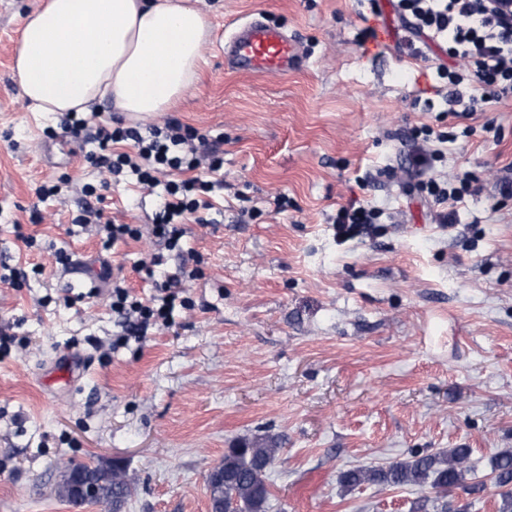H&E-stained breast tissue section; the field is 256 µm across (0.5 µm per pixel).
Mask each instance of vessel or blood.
I'll return each instance as SVG.
<instances>
[{"instance_id": "b4317fda", "label": "vessel or blood", "mask_w": 512, "mask_h": 512, "mask_svg": "<svg viewBox=\"0 0 512 512\" xmlns=\"http://www.w3.org/2000/svg\"><path fill=\"white\" fill-rule=\"evenodd\" d=\"M304 60L302 44L260 16L231 23L224 36V64L242 74L285 78Z\"/></svg>"}]
</instances>
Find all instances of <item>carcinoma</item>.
Returning <instances> with one entry per match:
<instances>
[{
    "instance_id": "obj_1",
    "label": "carcinoma",
    "mask_w": 512,
    "mask_h": 512,
    "mask_svg": "<svg viewBox=\"0 0 512 512\" xmlns=\"http://www.w3.org/2000/svg\"><path fill=\"white\" fill-rule=\"evenodd\" d=\"M280 449L257 442L245 443L224 452L219 473L207 478V492L211 512H266L270 496L269 470ZM407 459L393 461L386 466L357 467L345 471L341 477L344 486L362 485L383 487L416 486L429 500L428 493H436L434 508L447 509L444 502L448 489L457 486L470 471L468 448H455L448 454L424 453L410 450ZM491 474L501 488L498 512H512V451L503 450L491 459ZM82 481L96 488L95 497L81 502L75 499V485ZM132 482L122 469L99 461L80 464L77 477L60 474L58 495L71 504L111 507V512H122L132 495Z\"/></svg>"
}]
</instances>
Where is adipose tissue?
<instances>
[{
  "label": "adipose tissue",
  "mask_w": 512,
  "mask_h": 512,
  "mask_svg": "<svg viewBox=\"0 0 512 512\" xmlns=\"http://www.w3.org/2000/svg\"><path fill=\"white\" fill-rule=\"evenodd\" d=\"M208 36L184 0H45L26 17L14 70L39 112L106 99L129 115L164 112L193 90Z\"/></svg>",
  "instance_id": "1"
}]
</instances>
